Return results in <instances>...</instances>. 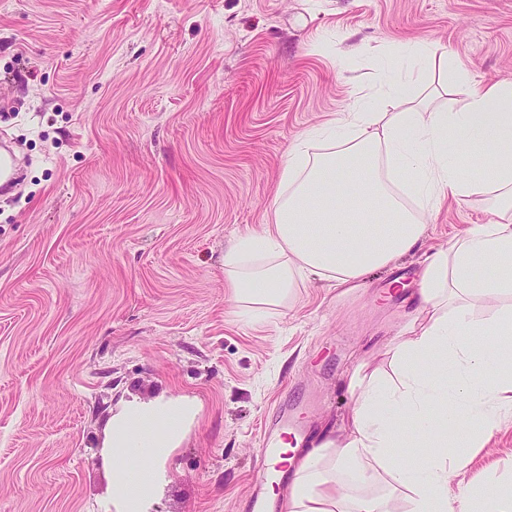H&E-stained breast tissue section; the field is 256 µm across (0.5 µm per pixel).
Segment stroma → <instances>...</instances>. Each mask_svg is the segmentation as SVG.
<instances>
[{"label": "stroma", "instance_id": "obj_1", "mask_svg": "<svg viewBox=\"0 0 512 512\" xmlns=\"http://www.w3.org/2000/svg\"><path fill=\"white\" fill-rule=\"evenodd\" d=\"M416 44L512 81V0H0V130L27 160L0 196V512H101L129 402L200 405L151 512H240L279 401L341 425L346 372L407 322L383 288L495 223L490 193L421 212L423 247L364 287L309 278L260 323L224 248L268 222L297 137ZM469 454L461 484L512 478V425Z\"/></svg>", "mask_w": 512, "mask_h": 512}]
</instances>
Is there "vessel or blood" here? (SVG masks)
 <instances>
[{
	"label": "vessel or blood",
	"mask_w": 512,
	"mask_h": 512,
	"mask_svg": "<svg viewBox=\"0 0 512 512\" xmlns=\"http://www.w3.org/2000/svg\"><path fill=\"white\" fill-rule=\"evenodd\" d=\"M304 419L305 411L303 407L288 405L281 407L271 422L265 426L256 459L259 483L246 501L243 512H265L267 508L268 479L282 472V446L285 442L303 437Z\"/></svg>",
	"instance_id": "vessel-or-blood-1"
}]
</instances>
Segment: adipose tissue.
<instances>
[{"mask_svg":"<svg viewBox=\"0 0 512 512\" xmlns=\"http://www.w3.org/2000/svg\"><path fill=\"white\" fill-rule=\"evenodd\" d=\"M403 55L398 81L291 144L270 223L224 250L238 314L265 317L311 274L363 287L368 273L423 247L418 208L487 187L499 220L427 257L405 327L385 347L386 367L356 364L341 432L292 458L293 477L276 493L283 512H512V482L488 479L479 493L452 486L469 449L512 422V83L449 72L447 56L427 46ZM479 306L487 316L476 317ZM196 415L185 397L130 402L112 415L105 446L115 493L103 512H150L170 451ZM409 433L417 464L396 454ZM122 455L145 463L131 469Z\"/></svg>","mask_w":512,"mask_h":512,"instance_id":"ef3b65f1","label":"adipose tissue"}]
</instances>
